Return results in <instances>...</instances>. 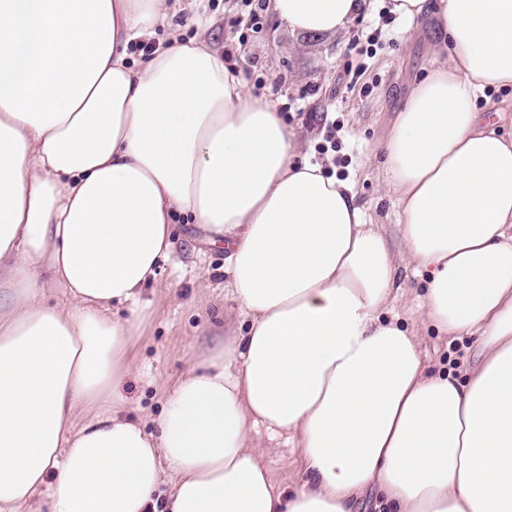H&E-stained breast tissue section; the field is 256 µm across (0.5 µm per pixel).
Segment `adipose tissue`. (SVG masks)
<instances>
[{
	"label": "adipose tissue",
	"mask_w": 512,
	"mask_h": 512,
	"mask_svg": "<svg viewBox=\"0 0 512 512\" xmlns=\"http://www.w3.org/2000/svg\"><path fill=\"white\" fill-rule=\"evenodd\" d=\"M270 2L316 35L372 7ZM389 2L437 19L441 58L382 147L392 238L216 51L134 64L180 0H0V512H354L370 488L395 512H512V131L477 105L512 87V0ZM181 215L228 250L249 325L187 355L149 432L119 387ZM399 253L425 322L476 336L465 380L385 319ZM259 427L295 439L299 486ZM254 436L269 448H275L264 457L263 463L280 485L290 488L305 479L303 461L294 440H288L287 435L270 440L262 428Z\"/></svg>",
	"instance_id": "adipose-tissue-1"
}]
</instances>
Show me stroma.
<instances>
[{
  "label": "stroma",
  "instance_id": "stroma-1",
  "mask_svg": "<svg viewBox=\"0 0 512 512\" xmlns=\"http://www.w3.org/2000/svg\"><path fill=\"white\" fill-rule=\"evenodd\" d=\"M387 0H375L372 12L347 29L322 35L301 34L280 25L268 0H182L169 25L157 27L148 47L171 40L194 39L218 52H230L229 67L239 71L254 94L276 103L301 141L310 163L325 161L328 173L355 182L359 204L369 223L394 229L402 209L384 192L381 148L412 88L437 64L434 20H407L385 11ZM363 68L358 82L349 72ZM337 127L335 153L318 155L323 128ZM176 254L163 264L157 281L143 297L150 315L130 350L136 369L120 386L127 416L155 431L167 395L185 370L186 352H201L224 335L225 321L248 326L227 284L224 246L209 243L197 224H179ZM400 291L386 314L417 330L421 358L430 372L465 378L472 363L475 337L441 336L423 327V281L413 268L399 265ZM263 459L274 479L293 486L306 477L294 441L268 437Z\"/></svg>",
  "mask_w": 512,
  "mask_h": 512
}]
</instances>
